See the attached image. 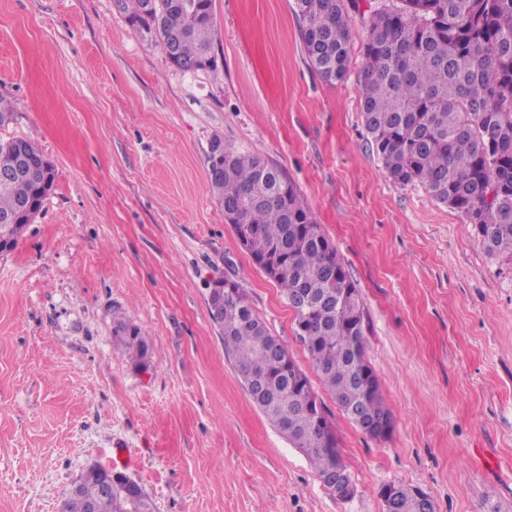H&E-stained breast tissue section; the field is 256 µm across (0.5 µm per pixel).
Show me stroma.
<instances>
[{
	"label": "stroma",
	"mask_w": 512,
	"mask_h": 512,
	"mask_svg": "<svg viewBox=\"0 0 512 512\" xmlns=\"http://www.w3.org/2000/svg\"><path fill=\"white\" fill-rule=\"evenodd\" d=\"M294 0H214L212 70L173 67L114 0H0V139L55 180L0 258V512H58L113 449L155 512H384L388 483L436 512H512V258L418 184L385 177L362 124L366 29L348 72L310 67ZM296 186L362 291L384 440L319 396L357 491L341 501L239 381L207 299L240 288L306 373L295 318L208 181L209 146ZM123 313L148 344L116 345Z\"/></svg>",
	"instance_id": "35a3bbf8"
}]
</instances>
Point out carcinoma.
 I'll return each mask as SVG.
<instances>
[{"label": "carcinoma", "mask_w": 512, "mask_h": 512, "mask_svg": "<svg viewBox=\"0 0 512 512\" xmlns=\"http://www.w3.org/2000/svg\"><path fill=\"white\" fill-rule=\"evenodd\" d=\"M131 26L175 43L169 63L202 69L216 38L213 0H117ZM361 117L385 176L421 184L436 202L474 227L487 251L512 257V0H365ZM359 0H294L306 56L326 82L346 77L349 12ZM23 142L29 173L0 187V239L15 244L40 212L55 171L29 140L0 139V170L13 167ZM208 180L239 243L280 288L295 314L296 336L323 386L357 427L390 418L366 358L360 289L297 188L264 158L231 148L209 164ZM212 317L238 379L265 417L323 479L345 467L333 424L288 345L272 336L243 293ZM117 342L141 359L147 342L124 316ZM332 444H325V436ZM416 488L398 487L397 507L424 510ZM154 512L147 493L118 484L112 494L87 480L63 501V512Z\"/></svg>", "instance_id": "cac0c4a2"}]
</instances>
